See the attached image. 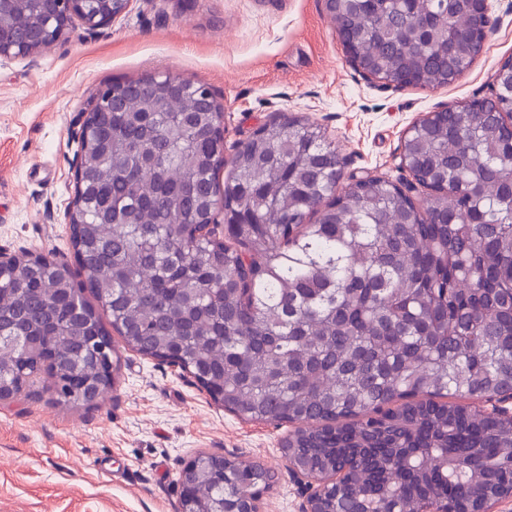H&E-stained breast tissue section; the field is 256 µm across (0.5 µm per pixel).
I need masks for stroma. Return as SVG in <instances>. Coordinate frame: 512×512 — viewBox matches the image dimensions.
<instances>
[{"mask_svg": "<svg viewBox=\"0 0 512 512\" xmlns=\"http://www.w3.org/2000/svg\"><path fill=\"white\" fill-rule=\"evenodd\" d=\"M492 5L483 53L434 89L368 81L323 0H130L108 26L78 25L31 56H0V251L52 252L75 266L67 210L82 113L101 88L165 71L223 103L226 142L303 115L335 142L344 174L397 176L404 130L488 95L512 56V0ZM114 346L120 368L100 406L54 403L40 378L0 401V512H178L175 477L201 452L261 462L272 474L265 512H299L281 452L290 423L241 419L177 366L119 338Z\"/></svg>", "mask_w": 512, "mask_h": 512, "instance_id": "obj_1", "label": "stroma"}]
</instances>
